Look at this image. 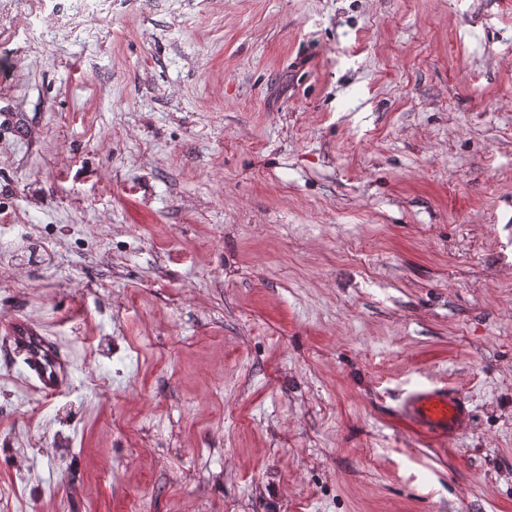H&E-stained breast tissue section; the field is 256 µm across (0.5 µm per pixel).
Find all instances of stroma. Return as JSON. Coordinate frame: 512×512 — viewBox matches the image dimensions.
Segmentation results:
<instances>
[{
	"instance_id": "stroma-1",
	"label": "stroma",
	"mask_w": 512,
	"mask_h": 512,
	"mask_svg": "<svg viewBox=\"0 0 512 512\" xmlns=\"http://www.w3.org/2000/svg\"><path fill=\"white\" fill-rule=\"evenodd\" d=\"M139 498L512 512V0H0V512ZM9 342L24 355V376L36 380L39 387L52 394L65 385L69 363L55 343L25 320H13L6 332ZM398 412L418 432L438 439L460 433L472 416L468 401L449 384H419L405 390Z\"/></svg>"
}]
</instances>
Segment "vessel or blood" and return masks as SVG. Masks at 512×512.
Returning a JSON list of instances; mask_svg holds the SVG:
<instances>
[{
	"instance_id": "b4317fda",
	"label": "vessel or blood",
	"mask_w": 512,
	"mask_h": 512,
	"mask_svg": "<svg viewBox=\"0 0 512 512\" xmlns=\"http://www.w3.org/2000/svg\"><path fill=\"white\" fill-rule=\"evenodd\" d=\"M7 335L24 356L26 380L37 381L50 394L62 389L69 363L49 337L27 321L17 319L8 326ZM398 412L418 432L438 439L460 433L472 416L465 397L447 384H419L405 390Z\"/></svg>"
}]
</instances>
